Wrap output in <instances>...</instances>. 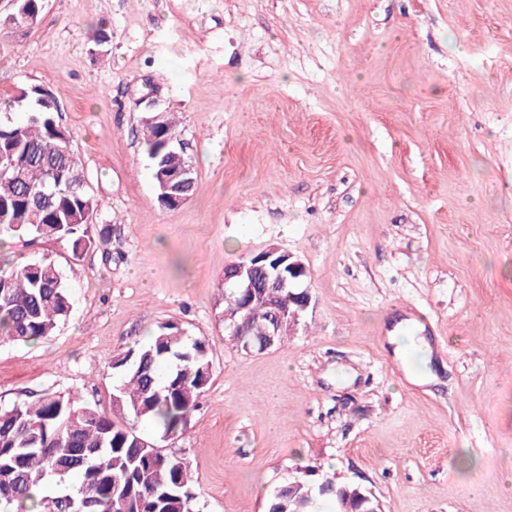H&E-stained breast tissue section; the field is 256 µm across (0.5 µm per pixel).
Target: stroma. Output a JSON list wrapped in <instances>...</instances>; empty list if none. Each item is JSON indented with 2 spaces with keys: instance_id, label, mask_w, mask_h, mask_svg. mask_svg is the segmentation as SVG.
Masks as SVG:
<instances>
[{
  "instance_id": "obj_1",
  "label": "stroma",
  "mask_w": 512,
  "mask_h": 512,
  "mask_svg": "<svg viewBox=\"0 0 512 512\" xmlns=\"http://www.w3.org/2000/svg\"><path fill=\"white\" fill-rule=\"evenodd\" d=\"M112 40L97 54L94 29ZM57 91L108 226L47 256L73 306L53 336L0 344V407L42 391L111 408L115 348L174 320L212 378L186 428L199 512H264L325 474L382 512H512V0H45L0 25V100ZM176 113L197 190L157 200L146 106ZM276 245L312 305L285 343L224 333V269ZM413 319L434 380L388 334Z\"/></svg>"
}]
</instances>
